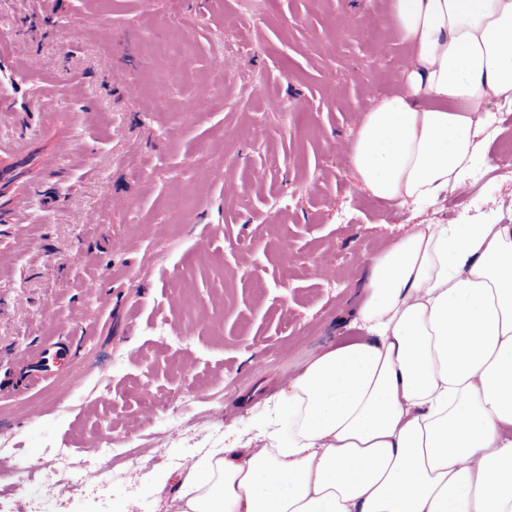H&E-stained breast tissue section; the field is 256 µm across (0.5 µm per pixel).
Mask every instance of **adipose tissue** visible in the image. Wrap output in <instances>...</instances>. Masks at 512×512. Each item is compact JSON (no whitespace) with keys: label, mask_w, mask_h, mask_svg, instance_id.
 Here are the masks:
<instances>
[{"label":"adipose tissue","mask_w":512,"mask_h":512,"mask_svg":"<svg viewBox=\"0 0 512 512\" xmlns=\"http://www.w3.org/2000/svg\"><path fill=\"white\" fill-rule=\"evenodd\" d=\"M408 91L348 155L391 204L467 189L512 106V0H391ZM354 343L327 348L255 436L180 475L179 512H512V224H417L361 285Z\"/></svg>","instance_id":"ef3b65f1"}]
</instances>
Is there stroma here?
Masks as SVG:
<instances>
[{"label":"stroma","mask_w":512,"mask_h":512,"mask_svg":"<svg viewBox=\"0 0 512 512\" xmlns=\"http://www.w3.org/2000/svg\"><path fill=\"white\" fill-rule=\"evenodd\" d=\"M386 0H0V512H176L207 450L257 415L343 319L372 257L417 224L512 223V177L427 207L357 189L346 148L402 93ZM241 36L228 37L233 26ZM189 45L158 64L157 39ZM56 448L111 449V491L31 482ZM71 354L72 346L70 343L66 342H61L60 345L46 348L40 359L33 363L27 370L25 376L27 385L40 381L43 375L56 363L64 361L70 357Z\"/></svg>","instance_id":"1"}]
</instances>
